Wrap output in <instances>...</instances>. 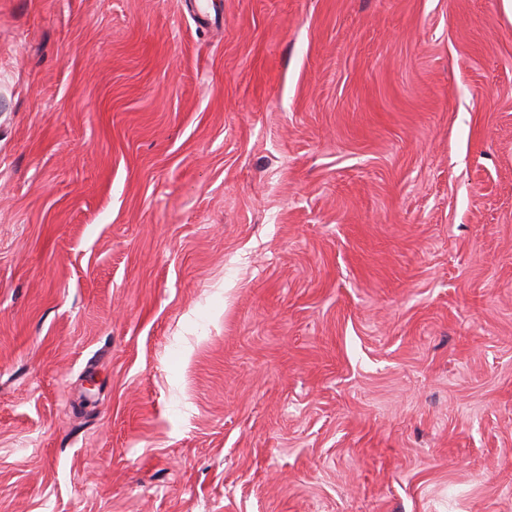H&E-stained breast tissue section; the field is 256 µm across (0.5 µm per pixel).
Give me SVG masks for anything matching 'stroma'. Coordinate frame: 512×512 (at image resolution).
<instances>
[{"mask_svg":"<svg viewBox=\"0 0 512 512\" xmlns=\"http://www.w3.org/2000/svg\"><path fill=\"white\" fill-rule=\"evenodd\" d=\"M0 0V512H512V0Z\"/></svg>","mask_w":512,"mask_h":512,"instance_id":"1","label":"stroma"}]
</instances>
